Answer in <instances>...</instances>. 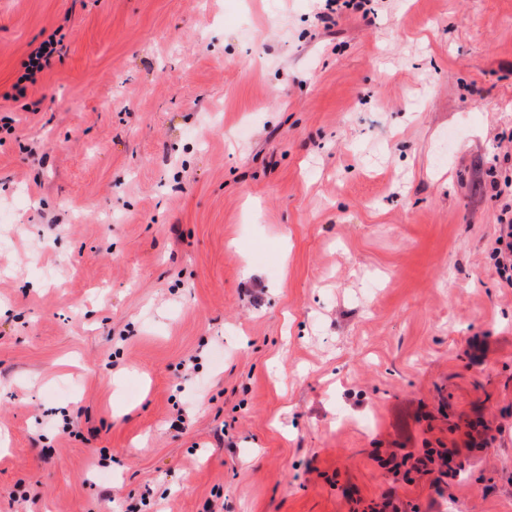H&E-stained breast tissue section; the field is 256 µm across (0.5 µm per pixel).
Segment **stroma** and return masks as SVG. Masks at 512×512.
Wrapping results in <instances>:
<instances>
[{
  "instance_id": "stroma-1",
  "label": "stroma",
  "mask_w": 512,
  "mask_h": 512,
  "mask_svg": "<svg viewBox=\"0 0 512 512\" xmlns=\"http://www.w3.org/2000/svg\"><path fill=\"white\" fill-rule=\"evenodd\" d=\"M324 7L0 0V512H512V0ZM56 43L53 36H51L30 53L25 66V73L20 77L21 82H35L36 74L50 65L51 58L56 52ZM498 236L493 251L494 266L500 279L512 285V203H505L498 217ZM435 464H437L438 471L442 475H448V471H442V467L448 465V450L434 448L428 449L422 457L415 459L414 463L411 464V468L407 471L409 472L410 470H415L423 471L425 473L432 472L433 469L430 468V466Z\"/></svg>"
}]
</instances>
